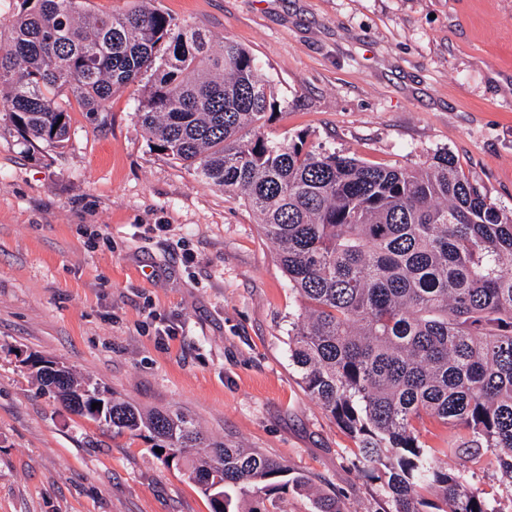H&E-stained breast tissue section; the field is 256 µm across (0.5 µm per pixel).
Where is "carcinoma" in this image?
<instances>
[{
    "instance_id": "obj_1",
    "label": "carcinoma",
    "mask_w": 512,
    "mask_h": 512,
    "mask_svg": "<svg viewBox=\"0 0 512 512\" xmlns=\"http://www.w3.org/2000/svg\"><path fill=\"white\" fill-rule=\"evenodd\" d=\"M20 2L0 37V90L21 137L56 147L69 133L68 97L104 112L115 89L147 80L137 112L152 144L242 199L276 247L303 306L289 357L305 392L354 438L360 472L394 512H506L439 466L416 424L448 427L446 456L478 464L491 453L512 485V211L446 153L407 171L267 140L277 97L253 55L149 0L117 15L84 0ZM69 380L112 405V429L148 431L212 512H240L252 497L274 507L308 486L229 440L189 461L186 449L204 444L189 416L144 413Z\"/></svg>"
}]
</instances>
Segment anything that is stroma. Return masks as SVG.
I'll use <instances>...</instances> for the list:
<instances>
[{
	"label": "stroma",
	"mask_w": 512,
	"mask_h": 512,
	"mask_svg": "<svg viewBox=\"0 0 512 512\" xmlns=\"http://www.w3.org/2000/svg\"><path fill=\"white\" fill-rule=\"evenodd\" d=\"M246 47L276 88L272 141L415 170L451 155L512 211V0H154ZM140 82L106 112L71 103L59 147L0 118V512H212L147 435L44 395L24 357L67 366L144 410L311 480L280 512H390L350 434L288 353L302 305L242 200L156 151ZM512 506L493 456L444 460Z\"/></svg>",
	"instance_id": "obj_1"
}]
</instances>
